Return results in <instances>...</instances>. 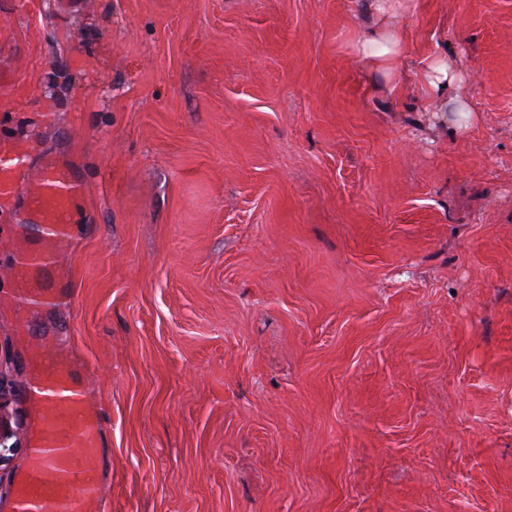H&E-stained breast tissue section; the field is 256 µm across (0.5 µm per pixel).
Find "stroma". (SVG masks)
Here are the masks:
<instances>
[{
	"instance_id": "35a3bbf8",
	"label": "stroma",
	"mask_w": 512,
	"mask_h": 512,
	"mask_svg": "<svg viewBox=\"0 0 512 512\" xmlns=\"http://www.w3.org/2000/svg\"><path fill=\"white\" fill-rule=\"evenodd\" d=\"M419 4L386 79L364 0H0V140L26 188L49 159L86 187L72 301L27 337L37 231L0 218V485L63 336L112 512H512V0ZM426 77L431 91L443 98L441 112H448V124L454 129L460 127L462 119H468L471 113L463 96L459 92L463 83V77L448 61V57L432 56L426 61ZM445 85V88H442ZM448 88H454L456 93L451 99V109L448 111Z\"/></svg>"
}]
</instances>
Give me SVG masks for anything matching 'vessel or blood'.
Wrapping results in <instances>:
<instances>
[{
  "label": "vessel or blood",
  "mask_w": 512,
  "mask_h": 512,
  "mask_svg": "<svg viewBox=\"0 0 512 512\" xmlns=\"http://www.w3.org/2000/svg\"><path fill=\"white\" fill-rule=\"evenodd\" d=\"M84 185L70 171L46 162L37 191L28 197L29 209L40 218L37 248L25 251L20 266L34 278L22 281L16 296L30 310L27 325L46 307L60 304L62 291L40 280L41 272L58 265L57 241L70 237V208ZM19 192L12 157L0 156V204L11 206ZM29 420L26 462L14 480L17 512H102L106 422L92 391L74 364L52 353L32 358L25 389Z\"/></svg>",
  "instance_id": "1"
}]
</instances>
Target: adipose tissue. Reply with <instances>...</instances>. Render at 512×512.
Here are the masks:
<instances>
[{
  "mask_svg": "<svg viewBox=\"0 0 512 512\" xmlns=\"http://www.w3.org/2000/svg\"><path fill=\"white\" fill-rule=\"evenodd\" d=\"M417 7L416 0H369L367 9L372 26L366 35L355 41L352 49L367 63L371 73L389 76L394 62L408 45L404 21ZM426 77L434 94L449 98L451 108L447 121L452 127H459L469 114L463 96L458 93L463 83L462 76L447 58L433 56L426 61Z\"/></svg>",
  "mask_w": 512,
  "mask_h": 512,
  "instance_id": "ef3b65f1",
  "label": "adipose tissue"
}]
</instances>
